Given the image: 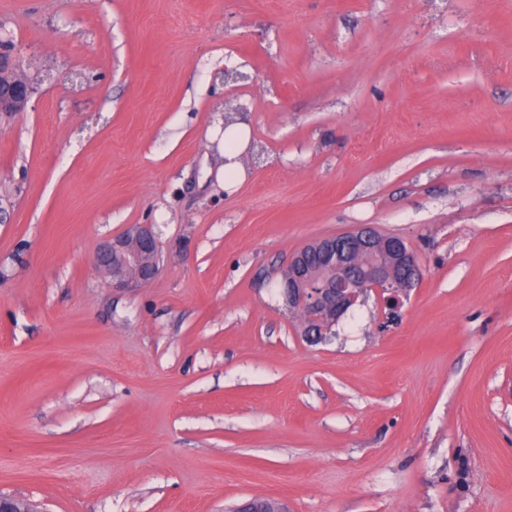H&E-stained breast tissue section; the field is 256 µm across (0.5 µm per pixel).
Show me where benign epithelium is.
<instances>
[{
	"label": "benign epithelium",
	"instance_id": "7a95c632",
	"mask_svg": "<svg viewBox=\"0 0 512 512\" xmlns=\"http://www.w3.org/2000/svg\"><path fill=\"white\" fill-rule=\"evenodd\" d=\"M9 39L0 35V114L22 112L34 93L33 84L16 75ZM159 241L150 224H133L103 242L97 262L112 275V287L135 288L158 272ZM291 275L280 283L288 308L318 316L306 322L304 336L321 341L351 307L373 290L391 306L420 280L419 264L407 242L365 226L323 237L304 247L288 264ZM0 512H38L23 500L0 495ZM237 512H286L276 499L254 498Z\"/></svg>",
	"mask_w": 512,
	"mask_h": 512
}]
</instances>
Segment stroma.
I'll list each match as a JSON object with an SVG mask.
<instances>
[{
	"label": "stroma",
	"instance_id": "35a3bbf8",
	"mask_svg": "<svg viewBox=\"0 0 512 512\" xmlns=\"http://www.w3.org/2000/svg\"><path fill=\"white\" fill-rule=\"evenodd\" d=\"M0 28L35 87L0 118V494L512 512V0H0ZM131 224L159 271L119 290L95 256ZM361 224L420 281L308 342L281 274ZM247 130L243 127L242 123L237 124L236 126L229 127L225 132L226 140L232 141L236 148L233 151L224 150V157L231 160V162L225 163L222 168V175L224 177L225 183L227 182L229 185L232 184V181H229L226 177V172L229 169L234 170L235 172L240 168L241 162L239 157L243 149L247 146ZM234 159H236L234 161Z\"/></svg>",
	"mask_w": 512,
	"mask_h": 512
}]
</instances>
